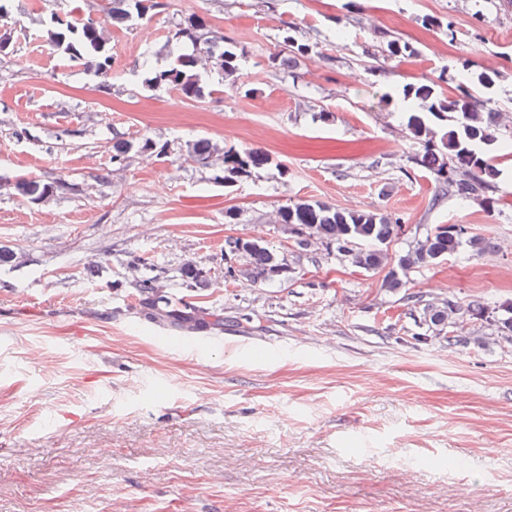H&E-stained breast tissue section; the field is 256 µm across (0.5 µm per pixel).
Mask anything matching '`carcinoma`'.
Here are the masks:
<instances>
[{"label":"carcinoma","instance_id":"obj_1","mask_svg":"<svg viewBox=\"0 0 512 512\" xmlns=\"http://www.w3.org/2000/svg\"><path fill=\"white\" fill-rule=\"evenodd\" d=\"M158 6L156 0H110L107 19L100 21L72 12L51 14L38 19L49 44L72 62L82 64L95 76L106 80L112 63V28L129 26L146 18ZM173 38L188 42L192 50L172 56L167 66L154 72L146 83L152 89H169L182 98L195 101L203 98L208 79L218 73L224 76L225 86H236L242 52L237 45L216 34L207 19L196 13L183 17L177 24ZM289 56L282 65L289 66L290 55L305 56L311 48L294 37H284ZM464 79L477 88L489 90L500 79L495 70L469 72ZM410 103L406 121L408 136L423 147L416 162L432 174L437 192L462 202L478 201L491 210L495 198L494 181L497 171L486 157L484 149L497 145L499 150L512 149V140L500 139L499 116L487 108V101L463 90L456 96L437 92L432 83H419L404 89ZM163 157L167 146H157L149 138L129 141L122 137L112 139V160L120 162L131 152ZM186 152L204 166H216L228 176L245 174L265 166L269 154L260 148L241 151L226 150L209 140L186 144ZM61 184L44 183L35 178L21 177L13 184L16 194L35 202L53 196ZM275 223L283 224L294 234L296 244L307 249L316 244L334 246L352 266L364 271L385 270L386 287L398 292L407 287L410 273L433 266L457 253L463 246L477 251L490 243L477 236H466L459 224H442L415 240L407 249L393 253L391 242L400 234L402 225L379 211H346L317 201H301L285 205L276 212ZM224 257L242 260L238 267L227 268V274H243L256 283L280 279L288 274V265L264 243L255 239H233L225 244ZM182 285L198 288L205 283L202 271L191 262L179 269ZM404 301L412 311L422 312L431 334L417 337L419 342L443 340L452 345L466 346L467 336H445L443 331L454 323L464 310L473 318L484 316L482 301L473 300L466 306L446 299L427 300L418 292L407 293ZM138 305L141 309L170 319L172 325L187 330H200L213 318V324L223 323L215 311H203L196 321L184 317L172 299L158 292L155 279L144 276L138 284ZM498 336L512 338V302L499 306V315L493 321Z\"/></svg>","mask_w":512,"mask_h":512}]
</instances>
